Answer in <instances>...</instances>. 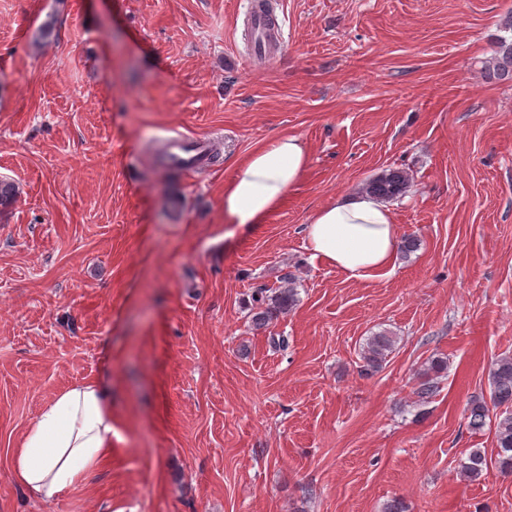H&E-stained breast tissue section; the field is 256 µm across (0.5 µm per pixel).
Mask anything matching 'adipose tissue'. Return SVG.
I'll list each match as a JSON object with an SVG mask.
<instances>
[{
  "mask_svg": "<svg viewBox=\"0 0 512 512\" xmlns=\"http://www.w3.org/2000/svg\"><path fill=\"white\" fill-rule=\"evenodd\" d=\"M309 153L302 138L276 136L234 164L224 184V220L258 224L304 177ZM313 257L346 278L369 281L395 270L399 229L391 204L367 193L340 196L305 226ZM112 404L89 377L60 391L24 432L10 459L14 482L44 502L69 496L112 458Z\"/></svg>",
  "mask_w": 512,
  "mask_h": 512,
  "instance_id": "obj_1",
  "label": "adipose tissue"
}]
</instances>
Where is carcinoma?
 I'll return each instance as SVG.
<instances>
[{"mask_svg": "<svg viewBox=\"0 0 512 512\" xmlns=\"http://www.w3.org/2000/svg\"><path fill=\"white\" fill-rule=\"evenodd\" d=\"M496 70L500 75H512V41L502 39L499 46V55L496 58ZM411 177L402 168H389L380 174L368 179L363 190L381 199L394 201L402 197L410 188ZM16 186L6 180H0V208L6 209L17 200ZM299 301L297 289L292 280H287L277 288L261 286L253 295L251 312L252 323L261 327L285 314ZM396 337L381 331L367 339L363 350V368L366 373L378 371L395 347ZM448 368V361L444 357L434 356L429 361L422 374L416 389L419 401L426 402L438 391L436 379L439 374ZM488 381L490 385V399L484 396H474L467 407V427L470 432L477 433L487 425L490 412L500 407L506 408L504 415L496 424L494 438L497 455L494 462L488 459L479 448L472 449L468 456L461 461L460 471L463 477L470 481H479L490 472V467L503 475H512V355H503L496 358L489 368Z\"/></svg>", "mask_w": 512, "mask_h": 512, "instance_id": "carcinoma-1", "label": "carcinoma"}]
</instances>
